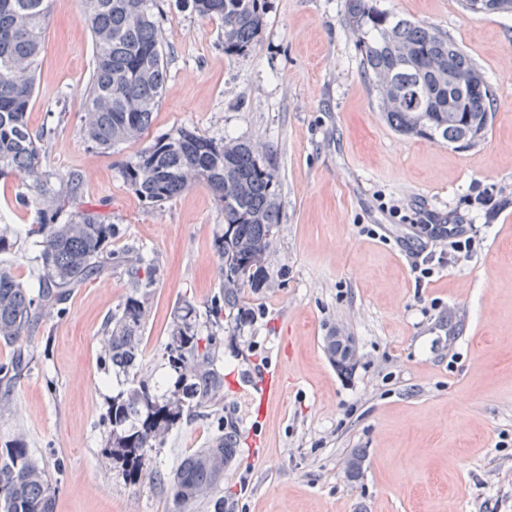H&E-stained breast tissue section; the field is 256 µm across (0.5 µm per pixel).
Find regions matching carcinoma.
<instances>
[{
	"label": "carcinoma",
	"instance_id": "cac0c4a2",
	"mask_svg": "<svg viewBox=\"0 0 512 512\" xmlns=\"http://www.w3.org/2000/svg\"><path fill=\"white\" fill-rule=\"evenodd\" d=\"M205 19L224 27V53H245L260 34L268 0H190ZM82 22L94 47L84 88L83 136L92 148L110 151L147 134L167 79L156 19V0H82ZM345 21L356 38L362 72L381 112L396 132L448 144L472 145L493 118V89L480 69L433 26L398 19L378 0H345ZM49 0H0V176L18 178L16 204L35 213L25 230L38 254L31 258L34 282L26 285L0 267V339L14 347L0 363V385L8 388L29 370L33 353L25 337L44 319L63 310L72 289L123 267L133 292L105 322L104 369L123 375L127 387L112 396L107 412L106 453L134 479H154L152 451L161 447L192 408L219 399L224 379L214 369L224 339L221 316L245 288L264 281V264L279 223L276 163L268 145L214 138L187 128L158 135L125 165L135 196L159 207L203 184L224 214V232L214 246L221 261V291L209 313L213 329L202 333L195 307H177L164 350L172 387L136 372L148 288L157 269L138 249L112 252L117 226L86 209L66 211L78 195L81 176L58 178L46 166L43 142L55 131L34 132L28 124L36 75L45 47ZM465 74L483 90L471 93L448 83ZM19 230L0 224V254L10 253ZM246 267L242 280L233 273ZM236 454L229 433L185 457L169 481L174 512H224V467ZM54 491L45 466L24 445L20 432L0 448V512H54Z\"/></svg>",
	"mask_w": 512,
	"mask_h": 512
}]
</instances>
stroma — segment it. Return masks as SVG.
I'll use <instances>...</instances> for the list:
<instances>
[{"mask_svg": "<svg viewBox=\"0 0 512 512\" xmlns=\"http://www.w3.org/2000/svg\"><path fill=\"white\" fill-rule=\"evenodd\" d=\"M380 6L434 26L483 72L496 110L476 145L389 126L344 0H268L260 36L234 57L218 21L190 0H158L168 81L150 136L188 127L272 145L280 222L265 285L240 297L242 318L222 320L224 395L155 450L159 479L131 481L104 452L105 412L122 384L104 371L103 329L130 292L124 271L74 289L63 313L30 331L34 362L10 388L18 411L0 416V444L23 430L50 475L54 512H172L171 471L227 432L237 453L224 469V512H512V16L472 14L460 0ZM80 11L81 0H51L28 121L56 125L47 168L82 175L75 205L118 225L113 252L140 248L156 265L138 366L166 377L176 307L190 301L208 322L220 292L224 216L202 185L146 207L123 177L140 143L87 146L81 97L93 49ZM486 190L495 210L473 203ZM425 217L477 225L480 237L420 288L409 221ZM368 224L376 235L363 234ZM338 334L354 349L345 370L327 352ZM269 366L286 390L258 420L245 381Z\"/></svg>", "mask_w": 512, "mask_h": 512, "instance_id": "obj_1", "label": "stroma"}]
</instances>
